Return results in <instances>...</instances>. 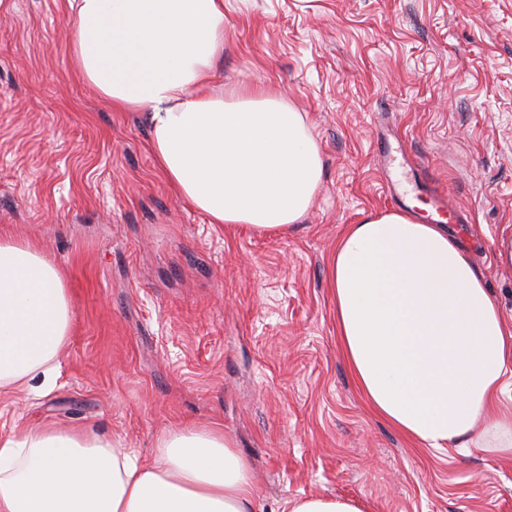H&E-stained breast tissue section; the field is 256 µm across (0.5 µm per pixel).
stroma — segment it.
Returning <instances> with one entry per match:
<instances>
[{"label":"stroma","mask_w":512,"mask_h":512,"mask_svg":"<svg viewBox=\"0 0 512 512\" xmlns=\"http://www.w3.org/2000/svg\"><path fill=\"white\" fill-rule=\"evenodd\" d=\"M221 77L305 112L324 161L285 233L179 198L144 112L77 72L69 0H0V230L64 272L76 317L17 424L89 427L150 460L217 428L264 512L318 493L368 512H512V459L419 448L375 416L341 352L329 262L346 225L433 192L512 326V0H224Z\"/></svg>","instance_id":"35a3bbf8"}]
</instances>
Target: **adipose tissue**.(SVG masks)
Listing matches in <instances>:
<instances>
[{"mask_svg": "<svg viewBox=\"0 0 512 512\" xmlns=\"http://www.w3.org/2000/svg\"><path fill=\"white\" fill-rule=\"evenodd\" d=\"M74 63L119 112L146 111L156 162L213 224L284 233L323 170L304 113L273 89L213 80L224 0H69ZM330 282L341 351L369 408L422 448L512 457V329L444 224L372 214L336 242ZM74 326L64 276L34 245L0 235V389L49 395ZM232 440L168 430L155 457L80 429L0 436V512H255Z\"/></svg>", "mask_w": 512, "mask_h": 512, "instance_id": "ef3b65f1", "label": "adipose tissue"}]
</instances>
